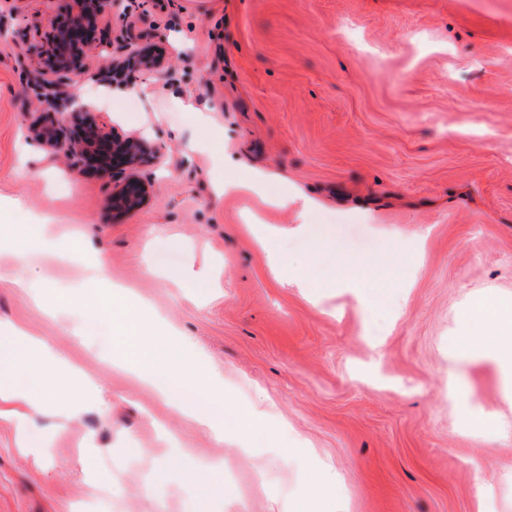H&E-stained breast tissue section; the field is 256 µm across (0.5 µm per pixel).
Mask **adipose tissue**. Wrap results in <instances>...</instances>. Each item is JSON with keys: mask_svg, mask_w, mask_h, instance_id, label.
<instances>
[{"mask_svg": "<svg viewBox=\"0 0 512 512\" xmlns=\"http://www.w3.org/2000/svg\"><path fill=\"white\" fill-rule=\"evenodd\" d=\"M92 302L98 307L112 308L122 313L121 327L125 344L119 356L121 366L137 374L171 409L197 425L211 428L216 437H223V427L216 424L207 411L184 403L171 390L173 384L184 382L199 390L211 403L220 404L225 399L222 378L199 363L192 344L184 343L182 361L152 359L141 337L149 330L161 331V323L154 321L142 308L136 306L128 292L119 287L93 297ZM461 319L474 328L475 334L460 345L458 356L490 359L499 371L503 399L512 405V298L475 301L463 312ZM22 366L37 372L42 367H51L52 372L45 378L43 392L19 390L11 386L12 375ZM63 384L76 389V402L97 404L101 401L80 369L65 355L54 351L42 340L29 337L17 327L0 330V405H10L11 416L44 413L46 398Z\"/></svg>", "mask_w": 512, "mask_h": 512, "instance_id": "adipose-tissue-1", "label": "adipose tissue"}]
</instances>
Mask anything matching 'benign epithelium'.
I'll list each match as a JSON object with an SVG mask.
<instances>
[{"mask_svg":"<svg viewBox=\"0 0 512 512\" xmlns=\"http://www.w3.org/2000/svg\"><path fill=\"white\" fill-rule=\"evenodd\" d=\"M122 5L121 0H71L69 22L48 32L44 44L29 43L18 31L12 33V38L29 54L45 53L53 61V78L41 81L33 76L29 79V87L36 98L49 104L54 111L66 107L68 119L78 125L77 134L66 143L62 142L61 126L53 122L32 129V140L47 150H64L76 165L92 154L98 155L101 164L95 173L112 178V210L130 214L150 202L152 185L141 179L137 171L159 158L161 145L140 135L117 138L112 135V129L91 117L89 106L74 99L61 100V89L80 76L72 57L84 47L112 46L110 32L99 28V21L112 13L123 15ZM158 66L159 61L151 58L128 56L114 65L107 84H112L118 76L128 78L143 68Z\"/></svg>","mask_w":512,"mask_h":512,"instance_id":"7a95c632","label":"benign epithelium"}]
</instances>
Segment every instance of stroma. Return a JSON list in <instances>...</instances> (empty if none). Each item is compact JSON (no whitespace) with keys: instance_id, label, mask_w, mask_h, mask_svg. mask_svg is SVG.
Listing matches in <instances>:
<instances>
[{"instance_id":"1","label":"stroma","mask_w":512,"mask_h":512,"mask_svg":"<svg viewBox=\"0 0 512 512\" xmlns=\"http://www.w3.org/2000/svg\"><path fill=\"white\" fill-rule=\"evenodd\" d=\"M125 6L101 20L111 53L87 49L69 92L95 99L115 133L162 146L140 170L151 200L130 215L112 214L111 178L33 147L34 63L0 39V196L22 203L0 225L46 221L52 240L0 254V324L60 350L109 403L64 416L72 392L59 389L57 411L26 428L49 450L40 459L1 421L0 512H305L301 487L329 465L343 483L324 512H476L483 475L489 512H512V407L492 365L454 357L470 300L512 294V0ZM67 17L66 0H0V27L35 42ZM133 29L161 34L162 68L105 85L108 62L141 49ZM189 98L223 139V166L200 149ZM252 166L271 175L264 193L214 201L218 171ZM297 190L318 201L306 215L273 205ZM76 228L109 281L173 333L165 354L182 338L220 372L233 396L210 408L223 438L117 368L120 314L87 307V255L59 254ZM309 263L326 278L361 269L360 298L323 288L308 300L289 274ZM188 267L214 287L184 286ZM43 287L72 307L50 316L33 299ZM452 376L471 409L495 415L492 431L466 434ZM256 401L269 426L238 433V408ZM165 434L185 450L182 477L150 485ZM132 454L137 468L115 475L113 460Z\"/></svg>"}]
</instances>
